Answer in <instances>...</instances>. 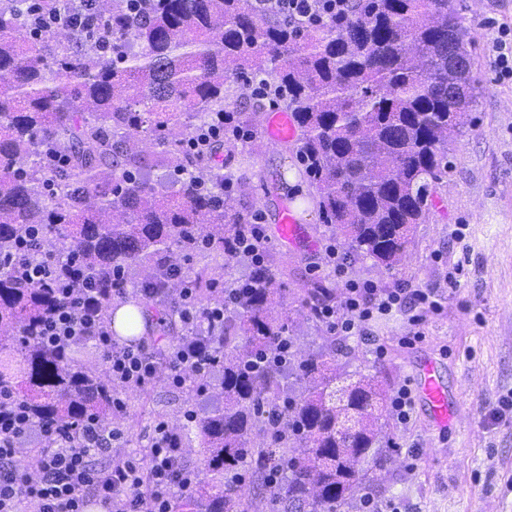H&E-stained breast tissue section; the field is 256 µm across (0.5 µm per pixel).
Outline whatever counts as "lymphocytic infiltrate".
Here are the masks:
<instances>
[{
    "label": "lymphocytic infiltrate",
    "instance_id": "1",
    "mask_svg": "<svg viewBox=\"0 0 512 512\" xmlns=\"http://www.w3.org/2000/svg\"><path fill=\"white\" fill-rule=\"evenodd\" d=\"M255 9L283 18L297 30L343 23L353 9V0H253ZM35 34L52 28L84 30L89 39L108 44L111 33L93 0H67L64 9L39 10L30 4ZM14 273L23 281L48 287L62 296L64 305L44 318L37 330L42 343L59 348L76 337H90L101 350L116 387L126 389L150 383L159 367L141 346L117 343L99 314V291L95 279L85 277L74 256L43 253L39 246H22L13 254L0 256V272ZM171 279L182 281L184 273L172 266ZM415 301L422 310L436 312L442 297L431 290L380 288L366 282H349L340 304L318 310L319 319L340 335H353L375 315ZM180 317L186 340L171 344L165 362L173 385L181 387L194 376L210 369L214 357L210 339L198 337L201 325L215 326L224 320L223 304L197 306L190 286L180 291ZM122 431L96 420L82 423L78 431L49 423L38 424L17 399L0 398V461L8 463L0 472V512H17L20 499H27L35 512H85L89 499L99 500L108 512H172L174 491L189 492L198 474L180 462L178 438L166 423H158L145 457L125 456L104 469L91 463L94 453L111 448ZM43 444L37 461L16 459L20 444Z\"/></svg>",
    "mask_w": 512,
    "mask_h": 512
}]
</instances>
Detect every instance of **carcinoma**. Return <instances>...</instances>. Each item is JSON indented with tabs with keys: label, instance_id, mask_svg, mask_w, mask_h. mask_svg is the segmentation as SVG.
<instances>
[{
	"label": "carcinoma",
	"instance_id": "cac0c4a2",
	"mask_svg": "<svg viewBox=\"0 0 512 512\" xmlns=\"http://www.w3.org/2000/svg\"><path fill=\"white\" fill-rule=\"evenodd\" d=\"M27 8V0L0 7V252L43 226V247L104 272V319L127 284L164 289L160 300L143 296L157 311V333L126 337L150 342L161 364L176 329L167 267L194 254L248 261L226 175L211 155L182 150L224 111L228 80L271 78L295 114L322 223L349 253L387 270L427 219L448 168V133L472 124V40L453 0H356L343 24L302 32L256 13L251 0H162L129 27L124 0H112L110 56L73 28L63 53H47L55 32L33 37ZM58 147L68 155L61 168L47 160ZM158 164L172 168L169 194L143 177ZM189 276L202 301H221L209 264ZM249 279L252 289L216 331L218 362L192 381L224 404L176 430L181 452L196 442L207 462V479L181 499V512H249L237 483L248 459L273 512H338L370 482L376 445L391 443L379 424L385 394L371 376L336 374L332 344L280 356L289 324L276 309L278 269L254 264ZM334 299L316 284L305 304L313 312ZM60 304L48 289L0 274V391L16 397L27 386L22 401L35 421L75 431L112 416L113 387L105 370L77 357L90 341L60 353L40 343L36 325ZM290 377L308 387L288 385ZM256 431L267 447H251ZM268 462L284 472L274 487Z\"/></svg>",
	"mask_w": 512,
	"mask_h": 512
}]
</instances>
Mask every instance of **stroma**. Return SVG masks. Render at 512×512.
Segmentation results:
<instances>
[{"label":"stroma","mask_w":512,"mask_h":512,"mask_svg":"<svg viewBox=\"0 0 512 512\" xmlns=\"http://www.w3.org/2000/svg\"><path fill=\"white\" fill-rule=\"evenodd\" d=\"M471 53L480 83L473 123L463 135H450L448 170L395 270L342 250L337 261L346 274L336 276L325 247L337 236L320 220L297 141L270 143L259 125L250 138L235 141L233 153L220 156L225 169L247 174L234 181L229 196L242 217L259 216L265 260L285 269L278 309L298 323L294 341L303 352L317 350L329 333L322 320L299 311L312 283L340 292L350 278L444 296L442 312L426 315L420 325L412 324L417 310L408 307L376 316L359 335L336 339L355 347L352 367L377 376L386 395L413 383L429 361L448 387L453 417L447 429L433 426L418 399L406 424L385 413L392 444L382 451L370 491L397 499L402 512H512V84L497 80L486 36L475 37ZM285 200L305 227L304 239L288 245L275 236ZM417 331L423 339H414ZM123 400L124 412L112 417L125 433L120 450L141 456L158 421L179 425L187 410L201 409L214 396L173 387L160 374L140 396Z\"/></svg>","instance_id":"obj_1"}]
</instances>
